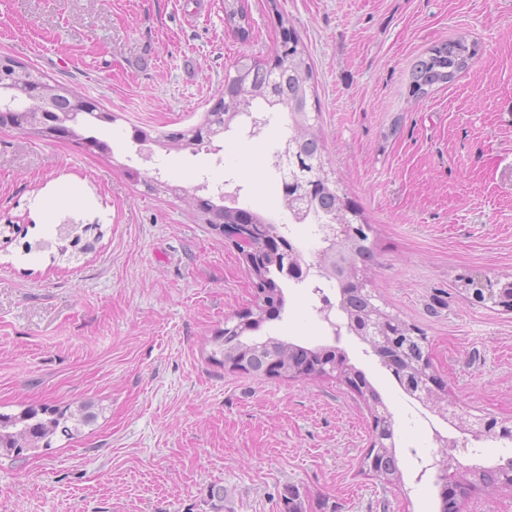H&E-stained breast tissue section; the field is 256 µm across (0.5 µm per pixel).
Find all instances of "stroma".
I'll use <instances>...</instances> for the list:
<instances>
[{"mask_svg": "<svg viewBox=\"0 0 512 512\" xmlns=\"http://www.w3.org/2000/svg\"><path fill=\"white\" fill-rule=\"evenodd\" d=\"M0 0V53L115 115L107 154L0 127V410L92 403L74 442L0 458V512H441L427 459L494 467L512 441L431 440L422 408L353 335L334 340L307 285L270 276L283 305L246 331L336 352L392 415L399 481L361 475L371 415L340 380L258 378L211 358L226 320L254 296L242 253L199 219L198 186L240 187L239 207L291 224L273 156L287 113L214 151L130 139L199 124L238 61L267 62L293 29L313 70L314 129L366 236V291L417 326L449 399L478 418H512V311L474 299L470 280L512 282V0ZM466 36L478 53L455 82L412 92L413 61ZM85 210L104 233L67 259L24 254L56 215ZM290 241L313 263L311 224Z\"/></svg>", "mask_w": 512, "mask_h": 512, "instance_id": "35a3bbf8", "label": "stroma"}]
</instances>
